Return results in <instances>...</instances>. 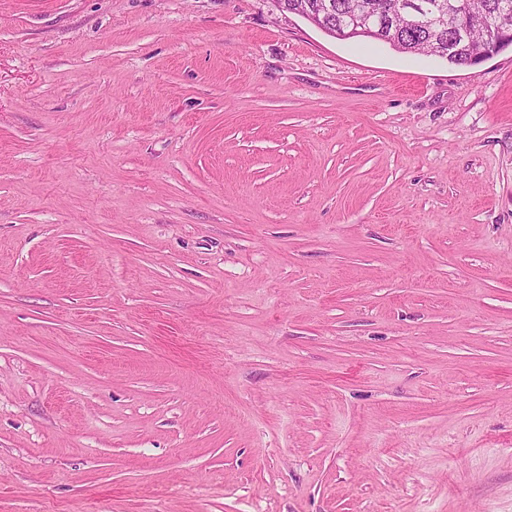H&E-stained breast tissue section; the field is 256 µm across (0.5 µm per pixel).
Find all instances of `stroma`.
Masks as SVG:
<instances>
[{
  "label": "stroma",
  "instance_id": "stroma-1",
  "mask_svg": "<svg viewBox=\"0 0 512 512\" xmlns=\"http://www.w3.org/2000/svg\"><path fill=\"white\" fill-rule=\"evenodd\" d=\"M512 512V48L277 0H0V512ZM350 21L352 26L339 31V38L346 39L358 34L373 36L377 33L376 30L380 29V26H377L380 19L373 10H368L362 14H352ZM375 39L382 38L389 42L396 50L402 53L418 54V47L416 43L417 35L412 31L398 30L392 21L385 23L381 30L378 32Z\"/></svg>",
  "mask_w": 512,
  "mask_h": 512
}]
</instances>
